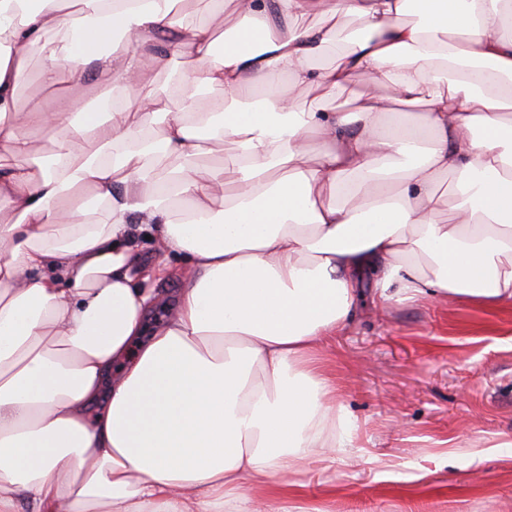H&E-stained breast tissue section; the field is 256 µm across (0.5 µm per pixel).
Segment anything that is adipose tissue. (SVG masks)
Listing matches in <instances>:
<instances>
[{
    "label": "adipose tissue",
    "instance_id": "ef3b65f1",
    "mask_svg": "<svg viewBox=\"0 0 512 512\" xmlns=\"http://www.w3.org/2000/svg\"><path fill=\"white\" fill-rule=\"evenodd\" d=\"M179 2L0 0V512H242L249 489L269 492L256 512H292L298 460L353 445L308 355L352 320L364 275L382 303L512 307V0H223L203 24ZM343 18L362 36L314 67ZM116 29L131 42L105 49ZM35 45L45 87L96 72L107 109L19 108ZM183 55L178 111L143 124L140 87ZM311 87L350 111L305 108ZM42 129L56 142L36 175ZM224 141L235 156L197 170ZM79 189L104 223L66 206ZM172 255L186 268L166 301Z\"/></svg>",
    "mask_w": 512,
    "mask_h": 512
}]
</instances>
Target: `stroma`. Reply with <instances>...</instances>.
I'll return each mask as SVG.
<instances>
[{
  "mask_svg": "<svg viewBox=\"0 0 512 512\" xmlns=\"http://www.w3.org/2000/svg\"><path fill=\"white\" fill-rule=\"evenodd\" d=\"M32 50L20 107L51 105ZM354 321L319 348L357 421L358 453L303 461L301 512H512V311L382 304L363 278Z\"/></svg>",
  "mask_w": 512,
  "mask_h": 512,
  "instance_id": "1",
  "label": "stroma"
}]
</instances>
